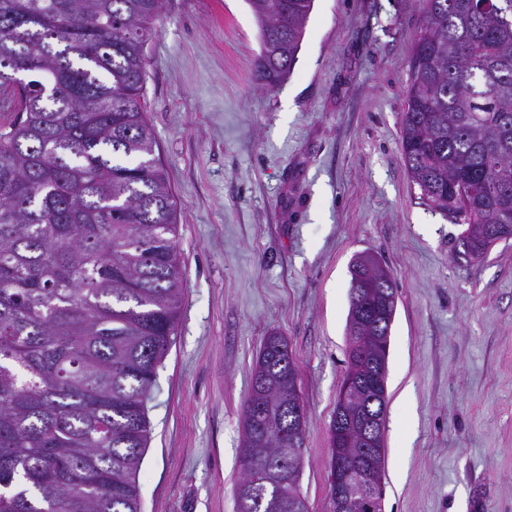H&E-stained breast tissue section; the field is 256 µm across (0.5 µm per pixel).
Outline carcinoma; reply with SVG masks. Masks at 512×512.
I'll use <instances>...</instances> for the list:
<instances>
[{
  "label": "carcinoma",
  "mask_w": 512,
  "mask_h": 512,
  "mask_svg": "<svg viewBox=\"0 0 512 512\" xmlns=\"http://www.w3.org/2000/svg\"><path fill=\"white\" fill-rule=\"evenodd\" d=\"M259 79L282 80L313 0H248ZM163 0H0V512H141L148 402L181 302L173 194L142 100ZM402 158L422 199L466 225L474 263L512 226V0H428L410 64ZM349 267L348 344L387 366L390 338L358 319L383 303ZM267 336L242 440L261 442L236 512H309L281 437L300 403L291 356Z\"/></svg>",
  "instance_id": "1"
}]
</instances>
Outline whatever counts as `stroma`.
<instances>
[{
    "label": "stroma",
    "mask_w": 512,
    "mask_h": 512,
    "mask_svg": "<svg viewBox=\"0 0 512 512\" xmlns=\"http://www.w3.org/2000/svg\"><path fill=\"white\" fill-rule=\"evenodd\" d=\"M427 0H314L288 75L262 84L247 0H164L144 107L174 195L183 279L148 403L143 512H235L242 412L266 336L306 408L300 491L329 512L349 266L397 285L384 512H512V239L454 257L399 136Z\"/></svg>",
    "instance_id": "35a3bbf8"
}]
</instances>
